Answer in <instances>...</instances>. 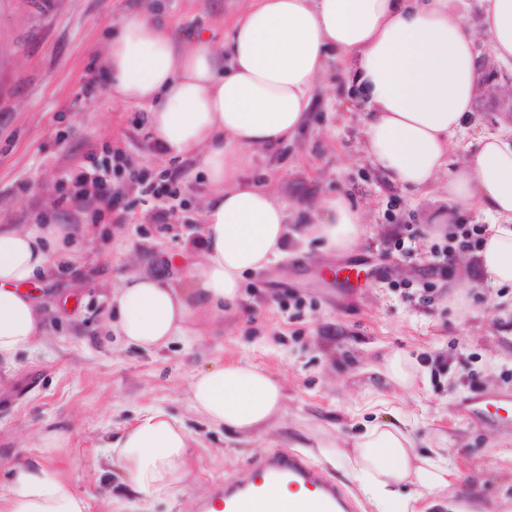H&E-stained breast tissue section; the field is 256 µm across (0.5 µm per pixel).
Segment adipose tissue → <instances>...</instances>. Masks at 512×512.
<instances>
[{"mask_svg": "<svg viewBox=\"0 0 512 512\" xmlns=\"http://www.w3.org/2000/svg\"><path fill=\"white\" fill-rule=\"evenodd\" d=\"M467 0H246L223 43L208 36L181 46L175 30L147 13L118 23L100 57L113 98L150 106L157 148L197 157L208 196L200 256L188 278L203 307L235 302L246 274L269 269L312 238L346 250L366 232L364 213L339 197L321 218L291 231L286 200L243 174L248 152L271 150L304 124L312 89L328 55L343 61L365 96L368 155L387 183L426 190L448 176V203L478 204L492 224L475 266L493 285H512V141L477 138L473 154L445 166L454 134L469 127L477 89V34L495 56L512 60V0H478L479 31L463 23ZM52 224L0 227V363L32 349L43 316L26 291L52 258ZM114 327L126 343L151 351L183 335L194 309L182 288L138 270L111 295ZM195 412L250 438L282 410L283 388L245 361L199 372ZM406 414L365 424L346 465L375 512H463L444 494L457 473L442 454L420 456ZM111 463L127 491L143 501L168 495L189 473L190 434L161 408L140 414L111 442ZM59 474L31 461L0 512H86Z\"/></svg>", "mask_w": 512, "mask_h": 512, "instance_id": "ef3b65f1", "label": "adipose tissue"}]
</instances>
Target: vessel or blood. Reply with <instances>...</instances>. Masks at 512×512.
<instances>
[{"label": "vessel or blood", "mask_w": 512, "mask_h": 512, "mask_svg": "<svg viewBox=\"0 0 512 512\" xmlns=\"http://www.w3.org/2000/svg\"><path fill=\"white\" fill-rule=\"evenodd\" d=\"M512 397L491 399L477 393L467 397L465 415L487 417L498 411L500 423H508L507 411ZM290 491L288 512H352V505L341 488L327 478L322 468L303 453L288 449L274 450L255 458L248 469L225 481L213 498L203 502L204 512L220 507L222 512H259L271 491Z\"/></svg>", "instance_id": "vessel-or-blood-1"}]
</instances>
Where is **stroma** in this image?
Masks as SVG:
<instances>
[{"mask_svg":"<svg viewBox=\"0 0 512 512\" xmlns=\"http://www.w3.org/2000/svg\"><path fill=\"white\" fill-rule=\"evenodd\" d=\"M244 0H0V225L57 224L50 244L71 255L28 291L45 318L33 349L0 367V493L33 459L68 480L88 512H187L258 454L304 447L344 490L355 512H367L342 460L362 420L399 409L413 416L420 454L444 448L458 480L448 492L472 512H512V427L478 422L460 402L478 390L512 395V286L478 276L474 253L439 262V216L448 212L447 177L426 192L388 185L367 159L366 108L344 68L330 63L312 91L307 128L275 151H257L246 178L290 205L289 226L310 223L320 202L345 197L365 213L366 236L352 249L326 252L312 239L294 245L269 270L247 275L236 305L199 314L166 348L144 352L104 324L111 287L133 261L181 286L197 260L207 199L195 158L158 152L146 126L148 104L112 99L100 56L112 27L133 13L153 12L181 39L201 33L223 41ZM474 124L456 133L449 165L473 152L484 133L512 138V62L499 61L477 37ZM120 146L151 179L174 177L175 198L128 193L106 209L56 205L62 180L88 152L104 158ZM173 209L169 224L152 223ZM127 213L126 221L116 216ZM413 230L410 249L388 242L393 225ZM355 265L344 283L330 269ZM431 282L430 300L421 285ZM466 284L452 298L450 282ZM301 299L289 306L287 296ZM401 350L425 375L412 390L376 381L371 369ZM246 360L283 387L282 411L258 436L211 427L191 406L194 376L219 363ZM162 408L191 435L190 473L160 501L145 503L111 478L107 444L143 410ZM58 432L62 447L42 448Z\"/></svg>","mask_w":512,"mask_h":512,"instance_id":"obj_1","label":"stroma"}]
</instances>
